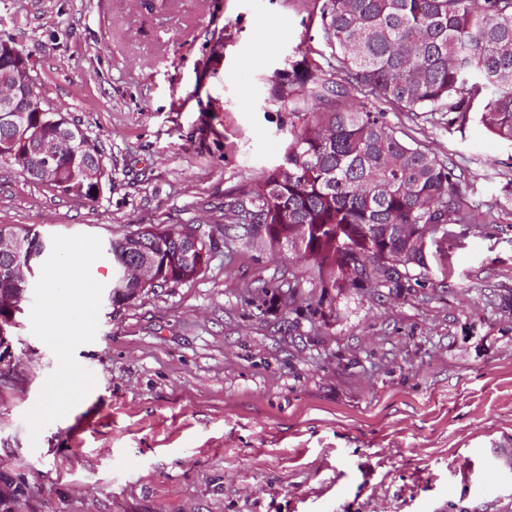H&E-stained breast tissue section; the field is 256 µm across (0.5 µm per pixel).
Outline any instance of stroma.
Instances as JSON below:
<instances>
[{
	"label": "stroma",
	"mask_w": 512,
	"mask_h": 512,
	"mask_svg": "<svg viewBox=\"0 0 512 512\" xmlns=\"http://www.w3.org/2000/svg\"><path fill=\"white\" fill-rule=\"evenodd\" d=\"M319 0H0L46 104L102 149L94 199L0 165V228L48 242L0 372V494L10 512H512V145L478 122L386 120L464 174L487 224L427 239L400 295H338L224 221L280 164L292 70L342 82ZM202 224L207 271L115 308L113 236ZM77 278L51 282L64 251ZM296 302L268 313L261 287ZM81 381L66 390L68 373Z\"/></svg>",
	"instance_id": "stroma-1"
}]
</instances>
